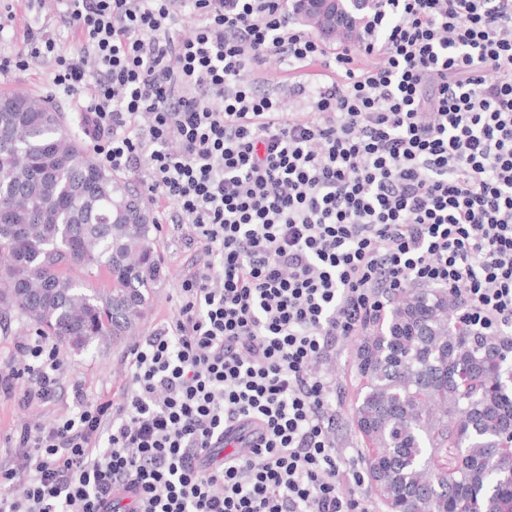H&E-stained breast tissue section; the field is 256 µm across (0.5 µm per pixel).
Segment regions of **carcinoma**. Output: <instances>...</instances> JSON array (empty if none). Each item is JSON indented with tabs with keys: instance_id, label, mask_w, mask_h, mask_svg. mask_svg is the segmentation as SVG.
<instances>
[{
	"instance_id": "obj_1",
	"label": "carcinoma",
	"mask_w": 512,
	"mask_h": 512,
	"mask_svg": "<svg viewBox=\"0 0 512 512\" xmlns=\"http://www.w3.org/2000/svg\"><path fill=\"white\" fill-rule=\"evenodd\" d=\"M0 311L81 350L137 330L161 278L157 224L43 96L0 93ZM95 268L108 287L83 288ZM441 288L363 330L352 422L386 512H512V338L469 329Z\"/></svg>"
}]
</instances>
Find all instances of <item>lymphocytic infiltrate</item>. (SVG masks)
I'll return each instance as SVG.
<instances>
[{
    "label": "lymphocytic infiltrate",
    "mask_w": 512,
    "mask_h": 512,
    "mask_svg": "<svg viewBox=\"0 0 512 512\" xmlns=\"http://www.w3.org/2000/svg\"><path fill=\"white\" fill-rule=\"evenodd\" d=\"M59 12L79 48L31 31L0 72L51 59L95 152L146 171L200 259L131 348L121 401L76 385L73 414L16 429L0 512H372L335 448L336 383L310 367L413 286L448 289L474 330L512 329V0H375L333 47L288 0ZM271 58L293 73L276 91ZM317 63L332 77L309 79ZM21 349L0 391L48 394L55 346Z\"/></svg>",
    "instance_id": "obj_1"
}]
</instances>
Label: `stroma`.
Here are the masks:
<instances>
[{
    "instance_id": "obj_1",
    "label": "stroma",
    "mask_w": 512,
    "mask_h": 512,
    "mask_svg": "<svg viewBox=\"0 0 512 512\" xmlns=\"http://www.w3.org/2000/svg\"><path fill=\"white\" fill-rule=\"evenodd\" d=\"M57 9L56 0H0V56H16L25 48L27 31L45 26L53 32L63 50H75L79 36L61 22ZM11 91L50 98L62 112L69 130L82 134L81 118L74 111L69 97L53 85L52 64L47 59L31 57L25 68L0 73V92ZM189 230L186 224L163 223L155 234L162 275L140 323L139 336H148L164 325L178 305L181 284L188 275L193 256V248L187 242ZM357 343V338H350L332 358L312 367L313 372L328 375L336 381V447L349 464L355 461L361 448L351 419L357 391ZM129 348L126 342L114 345L95 343L80 351L60 345L59 388L45 397L25 403L17 397L0 394V462L14 463L19 455L11 441L17 427L25 424L48 426L73 412V384H80L92 399L119 394L127 382L125 357Z\"/></svg>"
}]
</instances>
